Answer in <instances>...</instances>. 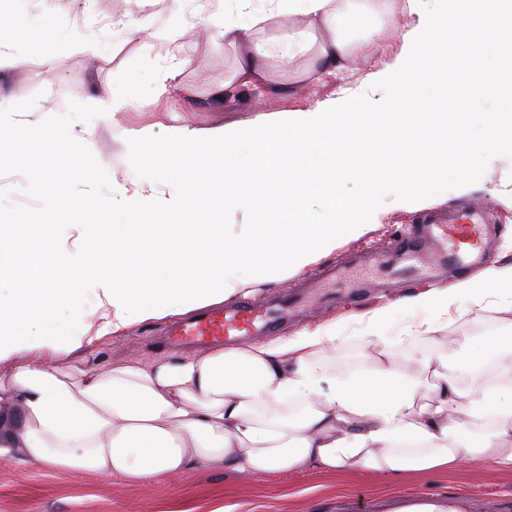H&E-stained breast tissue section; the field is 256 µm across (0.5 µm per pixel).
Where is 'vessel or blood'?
I'll use <instances>...</instances> for the list:
<instances>
[{"label": "vessel or blood", "instance_id": "b4317fda", "mask_svg": "<svg viewBox=\"0 0 512 512\" xmlns=\"http://www.w3.org/2000/svg\"><path fill=\"white\" fill-rule=\"evenodd\" d=\"M473 239L492 236L494 227L487 213L479 207L449 211L448 215L431 218L422 234L397 236L378 251V258L396 256L401 274L420 283L433 281L453 264H462L465 256L460 247V231ZM300 303L289 297L275 303H258L245 298L233 306L200 310L185 321L169 326L163 333L171 347L217 346L244 336H260L275 332Z\"/></svg>", "mask_w": 512, "mask_h": 512}]
</instances>
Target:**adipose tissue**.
Wrapping results in <instances>:
<instances>
[{"mask_svg":"<svg viewBox=\"0 0 512 512\" xmlns=\"http://www.w3.org/2000/svg\"><path fill=\"white\" fill-rule=\"evenodd\" d=\"M235 14L221 23L226 43L243 46L231 80L254 84L270 61L312 79L341 69L354 54L394 26L392 0H236ZM418 17L393 62L379 64L376 92L313 110L277 114L263 122L253 149H244L236 127L203 135L175 128L166 147L145 131L131 146L139 164L134 193H98L97 207L119 214L120 227L106 246L93 248L80 230L64 225L51 254L0 226V362L12 371L0 379V459L37 461L57 471H83L128 480L186 474L199 468L240 473L299 470L314 464L331 472L360 467L394 479L465 462L488 460L512 470V387L481 386L469 401L471 427L451 429L448 415L462 395L440 374L428 403L394 367L336 376L324 365L340 334L331 322L288 339L216 349L201 355L159 357L91 367L75 359L94 338L122 335L130 325L183 315L238 295L244 288L282 280L334 251L340 238L360 236L375 222L384 198L417 207L424 185L467 190L480 176L486 155L512 151V113L500 97L481 96L468 113L452 169L398 164L379 169L384 146L375 124L404 121L398 94L410 75L448 59V35L470 31V46L485 71L505 70L512 57V0H405ZM276 16L308 18L303 33L254 39ZM96 57L104 47L79 39L67 23L41 32L33 20L0 0V67L23 64L20 50L56 61L71 48ZM137 81L107 88L68 111L22 129L8 119L24 104L0 102L2 145L23 148L33 136L51 151L39 185L44 212L68 206L79 158L91 141L82 128L138 101ZM361 185L355 195L335 193L337 183ZM168 184V194L156 191ZM322 194L318 221H307L302 202ZM242 223H223L224 213ZM153 215L177 220L204 217L206 249H193L201 271L193 287L166 275L148 277L131 264L132 226ZM122 268L123 280L101 273L104 260ZM101 312L89 332L79 297ZM479 319L497 302L512 301V263L495 264L452 288H432L366 313L365 344L387 347L391 336L410 342L425 367L440 318L458 300ZM71 307L61 333L44 331L48 310ZM512 335L466 343L461 365L492 359L496 372L512 375Z\"/></svg>","mask_w":512,"mask_h":512,"instance_id":"adipose-tissue-1","label":"adipose tissue"}]
</instances>
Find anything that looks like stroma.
I'll return each instance as SVG.
<instances>
[{"instance_id":"1","label":"stroma","mask_w":512,"mask_h":512,"mask_svg":"<svg viewBox=\"0 0 512 512\" xmlns=\"http://www.w3.org/2000/svg\"><path fill=\"white\" fill-rule=\"evenodd\" d=\"M27 16L52 25L67 21L87 40H99L104 51L89 59L72 49L58 62L49 64L31 56L24 64L0 68V97L26 104L17 113L16 124L26 125L51 110L96 96L109 85L136 76L143 80V96L149 106L132 105L114 118L90 129L92 155L97 170L109 173L113 186H125L132 173L130 140L140 130L150 131L156 144L166 145L174 127L209 130L223 126L239 128L246 136L259 133L262 117L315 109L337 99H351L374 85L373 68L361 57L346 62L339 73L299 82L288 88V74L271 65L265 84L239 86L225 93L227 82L241 49L229 46L211 28L214 20L232 15L234 0H20ZM143 20L140 29L132 20ZM172 72L167 92L154 95L146 78L159 71ZM29 161L16 160L0 166V222L12 224L17 234L37 240L40 200L24 187L31 177ZM512 185V153L488 155L482 164L480 186L461 194L442 191L426 207L412 211L392 198L382 202L378 221L356 238L340 240L336 249L308 268L309 273L339 267L342 280L323 281L326 292L347 288L364 289L363 301H337L333 305L313 304L295 311L278 335L288 338L319 325L335 321L343 326L336 340V353L329 366L336 374L369 370L377 365V349L364 345L365 312L419 292V284L395 285L389 296H381L390 269L360 261L359 247L379 244L392 233L416 223L425 211L480 205L497 216L500 226L491 251L482 262L456 272L443 273L435 281L445 288L473 277L493 264L512 263V206L497 194ZM512 331V315L490 309L484 319L473 320L456 309L436 333L433 349L437 356L461 355L463 343L486 338L488 325ZM163 321L132 324L121 336L103 337L83 349L86 364L97 365L171 355L161 336ZM410 345L392 338L388 360L417 385L416 399L428 402L432 371L409 357ZM432 497L452 499L459 512H512V470L492 462H471L432 474H410L396 481L361 468L331 473L312 465L296 471L242 473L202 468L175 478L156 476L132 482L120 477L82 472H63L41 463L0 462V512H170L172 506L184 512H399L400 508Z\"/></svg>"}]
</instances>
